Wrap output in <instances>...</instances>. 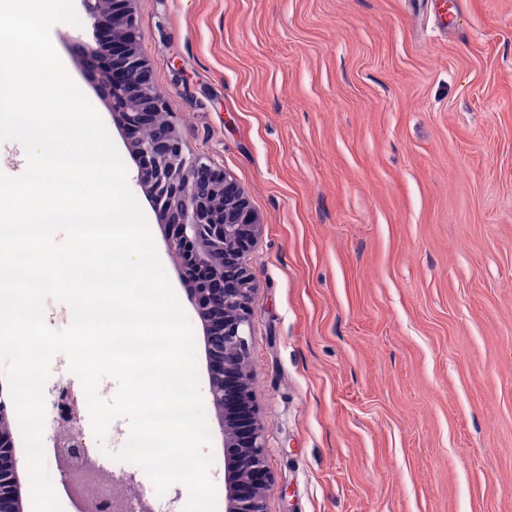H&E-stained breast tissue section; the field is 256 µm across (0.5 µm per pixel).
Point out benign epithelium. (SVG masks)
Listing matches in <instances>:
<instances>
[{
    "instance_id": "1",
    "label": "benign epithelium",
    "mask_w": 512,
    "mask_h": 512,
    "mask_svg": "<svg viewBox=\"0 0 512 512\" xmlns=\"http://www.w3.org/2000/svg\"><path fill=\"white\" fill-rule=\"evenodd\" d=\"M99 36L79 41L90 81L131 135L137 181L171 234L167 246L180 262L182 279L205 326L209 394L224 417V512H267L273 475L266 465L268 425L255 405L250 369L251 313L255 280L249 256L260 223L245 191L224 170L183 148L165 95L151 81L138 42L132 0H80ZM236 404L242 414L224 413ZM58 447L64 481L99 469L76 421ZM20 459L7 402L0 395V512H24ZM116 512H152L142 497L117 495Z\"/></svg>"
}]
</instances>
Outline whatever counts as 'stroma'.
Masks as SVG:
<instances>
[{"mask_svg": "<svg viewBox=\"0 0 512 512\" xmlns=\"http://www.w3.org/2000/svg\"><path fill=\"white\" fill-rule=\"evenodd\" d=\"M133 0L140 47L186 152L244 189L262 229L251 367L269 424L268 512H512V0ZM53 45L103 120L194 333L203 322L136 182L125 130ZM53 428L46 468L63 512ZM155 512L183 484L103 452Z\"/></svg>", "mask_w": 512, "mask_h": 512, "instance_id": "1", "label": "stroma"}]
</instances>
